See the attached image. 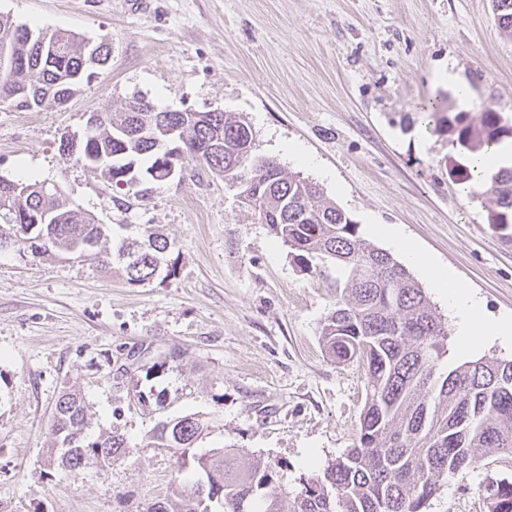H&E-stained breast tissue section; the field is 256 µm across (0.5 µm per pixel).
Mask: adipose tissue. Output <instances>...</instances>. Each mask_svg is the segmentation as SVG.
I'll list each match as a JSON object with an SVG mask.
<instances>
[{"instance_id": "1", "label": "adipose tissue", "mask_w": 512, "mask_h": 512, "mask_svg": "<svg viewBox=\"0 0 512 512\" xmlns=\"http://www.w3.org/2000/svg\"><path fill=\"white\" fill-rule=\"evenodd\" d=\"M386 235L404 259L417 266L447 301L462 354L478 353L493 339L512 341V317H486L480 300L448 268L435 263L396 231L387 230Z\"/></svg>"}]
</instances>
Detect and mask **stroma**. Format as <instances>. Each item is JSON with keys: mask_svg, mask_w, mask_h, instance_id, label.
<instances>
[{"mask_svg": "<svg viewBox=\"0 0 512 512\" xmlns=\"http://www.w3.org/2000/svg\"><path fill=\"white\" fill-rule=\"evenodd\" d=\"M19 24L109 36L106 66L66 104H0V176L50 180L110 225L109 246L155 232L169 248L150 282L129 284L95 253L43 261L0 251V512H176L178 463L151 435L188 414L208 421L197 452L231 446L242 462L278 463L291 493L356 441L362 366L325 353L336 306L326 276L242 208L235 188L199 161L143 192L112 187L62 156L93 112L140 94L160 109L221 110L252 128L255 156L316 183L378 248L390 224L479 296L512 315V226L488 222L489 196L455 181L468 163L448 131L468 86L512 116V37L493 0H0ZM437 115L422 112L425 101ZM82 394L91 435L128 448L71 476L50 464L63 391ZM512 482V457L482 456L444 478L425 512H488L485 488Z\"/></svg>", "mask_w": 512, "mask_h": 512, "instance_id": "35a3bbf8", "label": "stroma"}]
</instances>
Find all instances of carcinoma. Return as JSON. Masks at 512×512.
Masks as SVG:
<instances>
[{
    "label": "carcinoma",
    "instance_id": "obj_1",
    "mask_svg": "<svg viewBox=\"0 0 512 512\" xmlns=\"http://www.w3.org/2000/svg\"><path fill=\"white\" fill-rule=\"evenodd\" d=\"M498 27L512 36V0H496ZM44 29L17 24L0 15V103L34 111L47 101L67 102L94 72L83 66L86 39L53 32L43 45ZM164 120L183 127L187 156L198 143L217 139L224 149L200 157L208 168L237 189L240 203L288 247L310 272L333 265L342 276L332 287L336 308L325 318L321 340L335 361H356L365 368L366 396L353 448L322 472L301 479L294 496L267 492L276 482L275 464L256 459L239 464L232 448H212L191 455L194 471L209 472L205 486L196 480L180 484L179 512H424L440 480L475 466L484 453L512 455V394L489 386L493 375L512 378V360L484 358L446 372L437 360L448 353V327L432 308L423 288L404 265L372 245L358 224L336 204L322 198L319 187L300 175H287L273 160L252 158L251 126L231 112H206L198 120L189 112L159 110L142 97H132L120 111L103 112L86 128L79 152L105 161L92 165L114 187L132 188L125 169L140 160L148 165L141 178L164 181V152L142 137L141 130ZM457 144L472 151L512 138V118L491 108L479 122L459 112L448 121ZM459 179L494 198L488 223L512 224V167L488 178L474 179L465 165H453ZM16 181L0 177V220L15 227L17 249L45 260L75 250L86 251L108 237L107 225L72 206L54 184L40 193L39 180L25 181V197L13 195ZM169 247L160 234L142 241H122L115 253H104L102 264L122 263L126 280H151ZM87 407L81 394L63 392L55 405L49 462H61L73 476L93 465H110L127 449L116 433L92 439ZM204 422L190 414L162 423L154 439L181 459L194 448ZM490 512H512V483L486 487Z\"/></svg>",
    "mask_w": 512,
    "mask_h": 512
}]
</instances>
